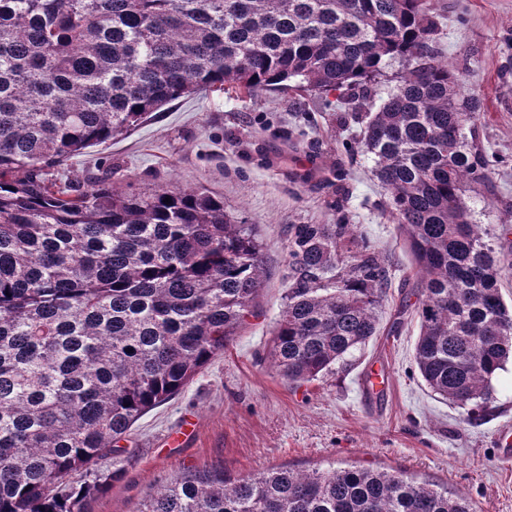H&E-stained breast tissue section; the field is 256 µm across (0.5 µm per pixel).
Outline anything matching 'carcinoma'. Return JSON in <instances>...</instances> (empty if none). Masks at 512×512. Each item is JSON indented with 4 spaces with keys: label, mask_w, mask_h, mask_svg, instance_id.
Instances as JSON below:
<instances>
[{
    "label": "carcinoma",
    "mask_w": 512,
    "mask_h": 512,
    "mask_svg": "<svg viewBox=\"0 0 512 512\" xmlns=\"http://www.w3.org/2000/svg\"><path fill=\"white\" fill-rule=\"evenodd\" d=\"M437 27L430 0H0V512H86L123 475L98 467L112 444L254 313L262 242L224 201L82 191L58 173L166 104L227 86L328 94L406 60L350 150L372 157L421 271L419 375L468 421L488 407L512 307L494 236L463 197L500 157L464 133L481 102L432 57ZM288 266L269 357L298 384L377 335L389 272L354 224L290 225ZM136 512L476 510L402 473L277 467L195 471Z\"/></svg>",
    "instance_id": "1"
}]
</instances>
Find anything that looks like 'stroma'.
Here are the masks:
<instances>
[{"instance_id": "35a3bbf8", "label": "stroma", "mask_w": 512, "mask_h": 512, "mask_svg": "<svg viewBox=\"0 0 512 512\" xmlns=\"http://www.w3.org/2000/svg\"><path fill=\"white\" fill-rule=\"evenodd\" d=\"M431 3L439 57L482 103L476 144L503 158L465 196L473 222L493 232L512 224V0ZM332 113L310 89L182 97L60 166L84 189L104 182L122 193L171 184L207 191L239 221L258 225L265 254L253 316L179 395L118 441L125 475L88 512H135L154 488L196 470L238 478L278 466L401 472L465 492L478 512H512V460L499 439L512 431V362L491 381L489 413L469 423L425 385L414 364L417 316L403 305L415 264L372 160L347 149L363 123L342 125ZM338 223L357 225L388 262L379 332L318 380L291 386L268 356L289 286L288 227ZM372 362L389 378L379 393L361 385ZM188 418L195 431L186 436Z\"/></svg>"}]
</instances>
